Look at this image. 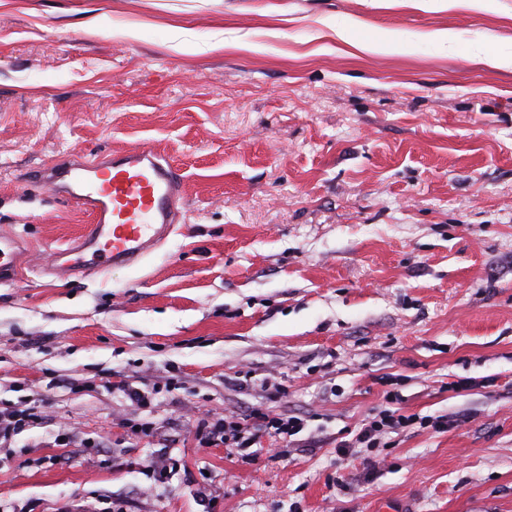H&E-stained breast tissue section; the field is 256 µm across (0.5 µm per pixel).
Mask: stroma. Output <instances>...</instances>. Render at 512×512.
<instances>
[{
	"label": "stroma",
	"mask_w": 512,
	"mask_h": 512,
	"mask_svg": "<svg viewBox=\"0 0 512 512\" xmlns=\"http://www.w3.org/2000/svg\"><path fill=\"white\" fill-rule=\"evenodd\" d=\"M479 45L512 55V0H0V232L32 246L0 280V408L41 420L0 440V512H512V68ZM145 142L182 224L44 274L90 218L24 175ZM392 383L448 431L343 452ZM274 384L305 422L285 456L185 439ZM456 34L448 29H437L427 33L392 32L385 34L375 42H364L359 47L362 51L384 54L390 52L397 43L401 44L408 52L417 51L423 44L432 43L445 46L452 44ZM109 383V387H112V393L122 394L124 400H129L133 404L138 406H151L153 403V395L149 392L148 388H141L134 386L133 382H120L117 384Z\"/></svg>",
	"instance_id": "1"
}]
</instances>
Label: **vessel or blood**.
Wrapping results in <instances>:
<instances>
[{
  "label": "vessel or blood",
  "mask_w": 512,
  "mask_h": 512,
  "mask_svg": "<svg viewBox=\"0 0 512 512\" xmlns=\"http://www.w3.org/2000/svg\"><path fill=\"white\" fill-rule=\"evenodd\" d=\"M26 180L51 187L92 217L74 244L58 251L49 266L55 274L132 265L179 223L185 207L174 167L149 144L109 154H65ZM22 253L20 240L0 234V271H17Z\"/></svg>",
  "instance_id": "b4317fda"
}]
</instances>
